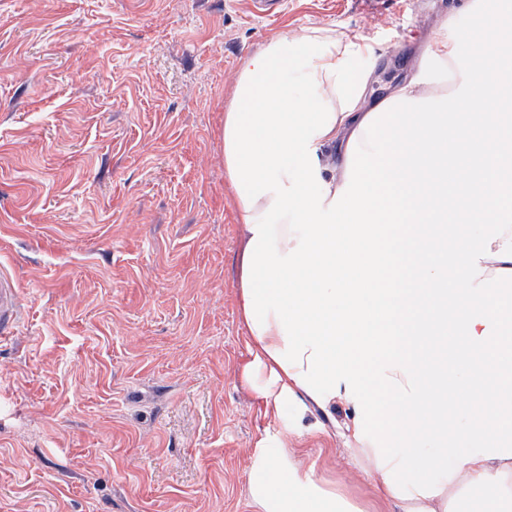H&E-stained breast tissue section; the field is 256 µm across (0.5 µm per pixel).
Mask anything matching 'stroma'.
Segmentation results:
<instances>
[{
  "mask_svg": "<svg viewBox=\"0 0 512 512\" xmlns=\"http://www.w3.org/2000/svg\"><path fill=\"white\" fill-rule=\"evenodd\" d=\"M449 0H0V512H254L270 421L239 369L224 108L242 61L305 28L361 33L372 95ZM292 439L377 512L334 424ZM18 305V288L11 278L0 273V340L12 327Z\"/></svg>",
  "mask_w": 512,
  "mask_h": 512,
  "instance_id": "1",
  "label": "stroma"
}]
</instances>
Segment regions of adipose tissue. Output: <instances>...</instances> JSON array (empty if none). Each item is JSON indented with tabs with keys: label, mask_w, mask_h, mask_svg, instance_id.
I'll list each match as a JSON object with an SVG mask.
<instances>
[{
	"label": "adipose tissue",
	"mask_w": 512,
	"mask_h": 512,
	"mask_svg": "<svg viewBox=\"0 0 512 512\" xmlns=\"http://www.w3.org/2000/svg\"><path fill=\"white\" fill-rule=\"evenodd\" d=\"M512 0H462L381 100L357 34H286L247 57L224 111L240 249L241 378L273 422L256 512H365L288 438L344 404L345 451L399 512H512ZM482 33L469 41L458 25ZM464 338L449 382L439 358ZM478 411L454 466L419 452Z\"/></svg>",
	"instance_id": "obj_1"
}]
</instances>
